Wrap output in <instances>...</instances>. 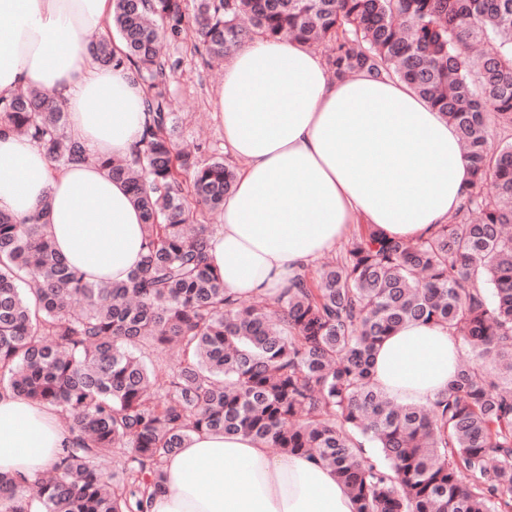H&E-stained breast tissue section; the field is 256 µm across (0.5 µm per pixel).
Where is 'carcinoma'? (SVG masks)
<instances>
[{
  "instance_id": "1",
  "label": "carcinoma",
  "mask_w": 512,
  "mask_h": 512,
  "mask_svg": "<svg viewBox=\"0 0 512 512\" xmlns=\"http://www.w3.org/2000/svg\"><path fill=\"white\" fill-rule=\"evenodd\" d=\"M94 62L146 91L143 144L101 158L139 209L145 245L128 281L90 282L57 253L48 202L0 211V391L56 409L72 434L52 474L0 473V512H149L166 459L203 430L250 436L330 466L357 512H512V0H113ZM196 28L213 59L256 34L329 46L340 79L398 78L458 130L472 171L450 224L413 242L358 226L317 278L249 306L207 261L203 211L224 207L235 168L177 149L161 43ZM0 126L52 169L91 159L39 89L0 97ZM409 321L446 323L470 347L431 406L372 380L377 344ZM174 345L163 390L137 347ZM388 466L361 454L358 436Z\"/></svg>"
}]
</instances>
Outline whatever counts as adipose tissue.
Wrapping results in <instances>:
<instances>
[{
  "label": "adipose tissue",
  "instance_id": "ef3b65f1",
  "mask_svg": "<svg viewBox=\"0 0 512 512\" xmlns=\"http://www.w3.org/2000/svg\"><path fill=\"white\" fill-rule=\"evenodd\" d=\"M112 0H0V96L48 91L92 161L52 170L25 137L0 132V210L28 219L49 202L56 250L92 281L120 283L144 243L139 210L98 158L131 157L146 121L145 90L124 66L92 62ZM224 152L240 162L207 257L231 298L269 297L335 248L353 225L399 240L430 235L463 205L469 162L458 133L396 79L328 76L297 40L233 48L215 101ZM456 338L442 323H406L378 344L373 382L429 405L448 388ZM71 434L57 412L0 394V471L35 478ZM150 512H356L335 472L300 453L270 455L252 437L193 433L164 464Z\"/></svg>",
  "mask_w": 512,
  "mask_h": 512
}]
</instances>
